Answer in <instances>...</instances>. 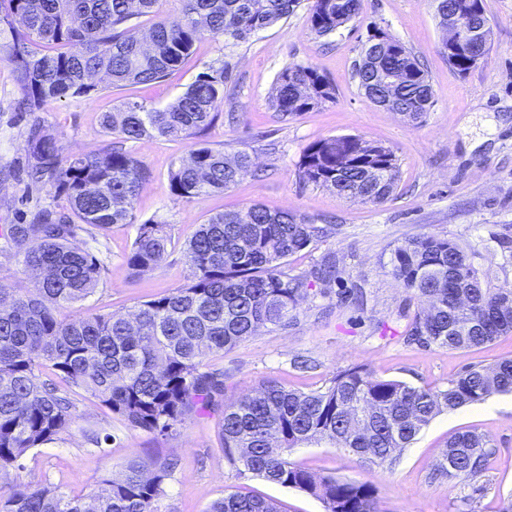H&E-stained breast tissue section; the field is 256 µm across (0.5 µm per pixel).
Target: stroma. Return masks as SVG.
Returning a JSON list of instances; mask_svg holds the SVG:
<instances>
[{
    "label": "stroma",
    "instance_id": "obj_1",
    "mask_svg": "<svg viewBox=\"0 0 512 512\" xmlns=\"http://www.w3.org/2000/svg\"><path fill=\"white\" fill-rule=\"evenodd\" d=\"M491 33L484 58L458 75L442 51L446 36L432 0H360L358 15L320 36L312 31L306 0L287 18L246 41L223 37L196 41L191 54L164 80L126 89L108 87L91 98H65L32 115L26 111L9 33L0 34V283L27 288L31 275L14 255L13 225L32 223L39 210L69 212L65 196L49 182H34L23 149L32 120L53 132L64 154L96 153L113 138L102 117L126 97L162 108L200 73L229 65L237 80L221 117L209 131L212 146L250 154L253 172L230 190L190 200L174 195L168 172L188 159L193 140L146 138L126 143L150 177L135 203L143 221H166L172 237L166 260L155 270L133 275L125 258L135 224H114L98 232L103 269L95 294L62 309L61 318L88 313L125 315L141 302L169 294L187 283L191 269L184 245L210 215L259 204L287 209L334 233L289 256V276L302 278L307 292L288 326L263 328L233 349L206 355L204 370L224 376V402L251 392L266 378L289 389L324 388L337 372L364 366L384 379L433 390L470 366L512 358V333L491 344L464 350L424 348L407 339L417 302L393 277L392 250L423 235L450 236L468 245L497 236L512 244V0H483ZM383 31L419 57L433 89L434 104L414 125L372 103L353 76L368 36ZM310 65L336 86L335 103L300 114L278 112L272 99L276 79L289 64ZM354 135L391 149L399 164L392 195L379 204L346 198L302 185L298 163L307 146L333 136ZM336 262L337 278L322 288L314 272L323 257ZM307 359L311 369L298 368ZM74 424L63 440L31 452L10 482L52 484L75 495L97 489L102 478L130 461L173 460L161 512H208L229 493L273 498L282 512H325L320 500L296 488L271 484L232 464L219 437L222 411L189 417L165 439L127 426L84 391H77ZM98 422L108 441L86 444L83 429ZM475 430L489 435L496 452L475 485L448 487L428 476L453 435ZM289 459L321 475L369 482L377 512H457L464 498L477 512H498L512 494V395L438 414L401 451L395 465L366 463L324 443L293 448Z\"/></svg>",
    "mask_w": 512,
    "mask_h": 512
}]
</instances>
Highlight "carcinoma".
<instances>
[{"mask_svg": "<svg viewBox=\"0 0 512 512\" xmlns=\"http://www.w3.org/2000/svg\"><path fill=\"white\" fill-rule=\"evenodd\" d=\"M180 17L152 23L147 39L132 19L154 16L157 0H0V24L11 35L28 111L62 98L99 90L95 78L123 88L159 82L205 35L227 44L247 40L294 12L299 0H180ZM359 0H311L309 20L320 36L350 22ZM400 52L364 44L369 62L358 78L368 99L421 123L433 91L418 58L398 39ZM35 43L45 47L32 50ZM226 65L199 74L164 108L125 99L103 116V128L124 142L144 138H198L221 116ZM336 102L335 85L310 65L293 64L277 78L273 106L308 112ZM32 174L66 196L70 212L41 210L32 224H15L14 256L32 274L33 288L0 283V475L23 467L34 449L62 440L76 416L74 389L84 390L127 425L167 438L192 413L213 410L224 395V375L202 370L208 353L234 348L262 328L286 326L304 295L305 282L283 270L289 256L331 229L288 211L252 205L224 211L198 225L184 247L192 276L175 291L143 302L126 318L88 314L62 320L59 309L92 296L100 259L78 244L81 234L112 224H137L127 265L137 273L159 267L171 245L166 225L136 223L134 203L149 176L132 153L107 148L62 157L56 137L35 121L24 144ZM253 166L243 151L202 145L169 171L174 194L190 200L232 188ZM298 179L340 196L377 204L399 180L390 149L358 136L329 137L305 148ZM493 237L465 249L452 237L424 235L397 246L391 272L418 301L408 340L422 347H479L512 332V289L494 287L480 260ZM512 392V359L471 366L442 389L383 379L358 366L338 372L314 391L288 389L265 379L224 405L222 439L227 458L266 481L301 489L325 512H376L369 482L318 476L293 464L287 451L324 441L376 465L393 464L438 414ZM493 439L475 430L448 440L434 478L455 471L448 487L482 476ZM172 464L131 462L102 480L91 496L46 484L1 485L0 512H160ZM209 512H281L272 499L229 493Z\"/></svg>", "mask_w": 512, "mask_h": 512, "instance_id": "carcinoma-1", "label": "carcinoma"}]
</instances>
